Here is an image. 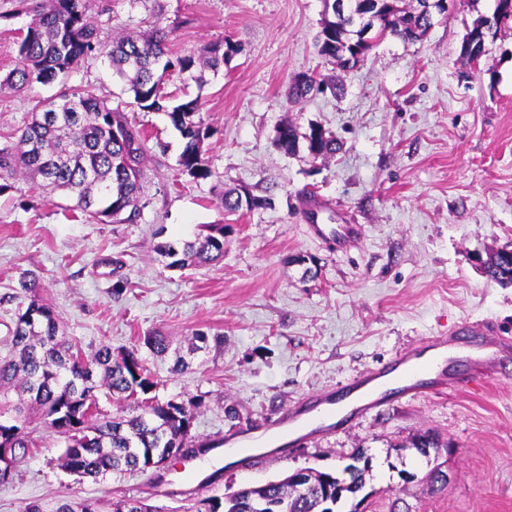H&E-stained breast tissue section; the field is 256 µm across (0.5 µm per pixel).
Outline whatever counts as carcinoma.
<instances>
[{"mask_svg": "<svg viewBox=\"0 0 512 512\" xmlns=\"http://www.w3.org/2000/svg\"><path fill=\"white\" fill-rule=\"evenodd\" d=\"M347 13L334 16L333 0H325L333 16H323L318 36L320 55L336 61L342 70L357 64V47L363 29L357 14L362 0H347ZM91 0H43L32 7L33 18L18 42L20 67L0 79V93L19 92L32 83L50 84L60 80L82 59L102 56L133 93L144 110L166 113L184 141L178 165L194 179L212 175L202 145L209 129L197 119L199 98L171 104L163 92V74L175 69L187 80L200 83L201 66L214 73L224 62L241 52L230 39L210 43L190 55L169 58L168 33L153 29L147 36L117 35L106 45L91 20ZM383 23L376 26L371 39L387 35L408 42L420 41L434 26L435 18L425 10L426 0L404 7L401 0L388 6ZM512 21L506 0H496L492 18L479 17L469 34L478 32L488 21ZM302 74L295 80L290 98L298 102L323 86ZM305 143L309 154L324 158L337 150L336 136L320 125L307 131L291 121L276 130L274 145L293 156ZM149 137L128 121L119 107L89 90L69 89L58 98L37 103L17 139L5 137L0 147V193L12 188V180L26 177L41 181V186L59 191L72 201L73 218L97 223L116 220L122 214L133 218L141 198L143 166L151 152ZM271 204L270 198L250 192L224 193V209L255 210ZM223 224L210 226L202 239L160 245V255L171 259L170 267H185L224 258ZM486 276L512 287V257L496 250L482 263ZM41 284L31 273L22 274L15 300L17 309L7 335L0 339V447L10 449L11 462L0 464V484L8 483L29 450L36 447L29 411L37 410L42 425L64 441L60 467L81 478H103L117 470L152 472L151 457L181 454L192 441L191 431L201 402L161 400L159 382L138 347L155 356H172L178 371L188 370L200 353L224 344V336L197 331L187 345L155 332L137 339V345L114 354L112 346L101 345L86 358L75 344L59 335L60 315L40 298ZM132 401V413L105 414L100 397ZM341 479L321 471L313 475L319 488L315 492L286 477L250 487L228 498H201L193 512H271L270 503H285L288 512H340L339 505L362 491L371 471L370 458L357 452ZM111 512H152L151 506L137 499H117Z\"/></svg>", "mask_w": 512, "mask_h": 512, "instance_id": "cac0c4a2", "label": "carcinoma"}]
</instances>
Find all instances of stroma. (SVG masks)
<instances>
[{
    "label": "stroma",
    "instance_id": "35a3bbf8",
    "mask_svg": "<svg viewBox=\"0 0 512 512\" xmlns=\"http://www.w3.org/2000/svg\"><path fill=\"white\" fill-rule=\"evenodd\" d=\"M30 0H0V77L20 65L17 41ZM495 0H456L448 17L411 43L389 36L342 72L316 46L323 0H92L102 42L121 33H169L186 55L231 38L241 44L203 85L168 72L164 90L199 98L211 130L203 148L211 177L182 174L183 140L167 114L140 109L104 59L72 68L65 82L0 93V136H19L37 102L64 88L112 100L164 152L146 162L135 220H72L67 201L19 180L0 194V336L22 273L34 272L61 330L84 355L113 351L158 331L181 340L202 330L224 345L192 371L146 356L167 399H199L192 429L202 452L153 476L123 471L77 478L63 471V441L38 428L37 446L0 486V512L36 503L56 512L76 499H140L184 512L198 496H228L305 467L342 471L355 449L372 459L365 512H512V363L482 392L395 402L351 427L282 449L259 468L239 465L227 439L276 419L289 405L379 368L460 321H489L512 339V287L489 280L475 254L512 247V25L488 38L479 65L461 54L468 27ZM336 86L292 102L299 74ZM317 123L341 147L326 158L273 144L284 121ZM230 187L271 199L224 210ZM322 224H361L359 248L310 238L304 214ZM225 225L224 258L168 267L157 248ZM311 258L310 268L295 264ZM429 431L451 442L438 462L443 484L411 446Z\"/></svg>",
    "mask_w": 512,
    "mask_h": 512
}]
</instances>
